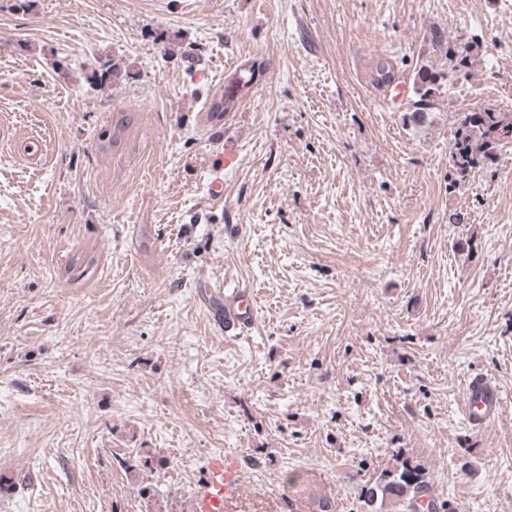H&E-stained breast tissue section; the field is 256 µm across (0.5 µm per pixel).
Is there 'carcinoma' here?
<instances>
[{"mask_svg": "<svg viewBox=\"0 0 512 512\" xmlns=\"http://www.w3.org/2000/svg\"><path fill=\"white\" fill-rule=\"evenodd\" d=\"M478 44L455 39L448 42V58L457 66L467 67L476 56ZM269 70V62L263 58H249L239 63L224 77V89L210 98L207 119L219 123L230 112L240 109L243 98L259 85ZM121 77L119 65H105L93 72L90 80L99 83H115ZM440 74L427 65L419 67L415 79V90L419 95L417 105L427 111L434 105L435 85ZM512 143V113L485 109L468 112L459 121L454 132L450 152L448 188L455 189L466 183L476 173L492 166L497 159V150L503 144ZM369 495H361L364 512H383L385 504L398 503L406 512H439L445 504H437L426 473V468L407 459L380 472L368 488Z\"/></svg>", "mask_w": 512, "mask_h": 512, "instance_id": "carcinoma-1", "label": "carcinoma"}]
</instances>
